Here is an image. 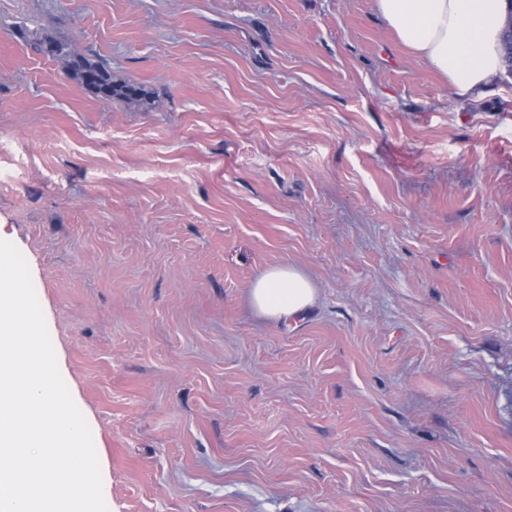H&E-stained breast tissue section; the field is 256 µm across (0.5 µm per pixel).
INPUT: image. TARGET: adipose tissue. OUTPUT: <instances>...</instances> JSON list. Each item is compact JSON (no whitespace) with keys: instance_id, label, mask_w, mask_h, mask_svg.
<instances>
[{"instance_id":"obj_1","label":"adipose tissue","mask_w":512,"mask_h":512,"mask_svg":"<svg viewBox=\"0 0 512 512\" xmlns=\"http://www.w3.org/2000/svg\"><path fill=\"white\" fill-rule=\"evenodd\" d=\"M375 9L404 48L447 79L455 98L482 96L503 68L506 0H375ZM315 300L312 281L291 265L267 269L248 293L252 311L273 319L297 316Z\"/></svg>"}]
</instances>
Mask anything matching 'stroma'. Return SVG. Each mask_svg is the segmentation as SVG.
I'll list each match as a JSON object with an SVG mask.
<instances>
[{"label":"stroma","instance_id":"1","mask_svg":"<svg viewBox=\"0 0 512 512\" xmlns=\"http://www.w3.org/2000/svg\"><path fill=\"white\" fill-rule=\"evenodd\" d=\"M0 239L109 512H512L511 73L455 99L374 0H0ZM38 51L49 54L53 58L63 60L67 68H75L81 83L104 101L115 98L135 99L145 95L143 87L135 84H119L112 80L109 71L100 63L81 61V65L71 62L69 47L54 40H39L35 43ZM90 90V91H91ZM315 300L316 288L312 281L291 265L267 269L252 283L248 293L252 311L273 319L295 317Z\"/></svg>","mask_w":512,"mask_h":512}]
</instances>
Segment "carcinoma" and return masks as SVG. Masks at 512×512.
Segmentation results:
<instances>
[{
  "mask_svg": "<svg viewBox=\"0 0 512 512\" xmlns=\"http://www.w3.org/2000/svg\"><path fill=\"white\" fill-rule=\"evenodd\" d=\"M36 48L42 53L64 61L67 67L76 69L81 83L87 89L93 90L94 94L104 101H111L115 98L132 100L145 95V90L141 86L114 82L109 71L100 63H91L84 60L77 64L71 61V52L64 43L54 40H40L36 42Z\"/></svg>",
  "mask_w": 512,
  "mask_h": 512,
  "instance_id": "carcinoma-1",
  "label": "carcinoma"
}]
</instances>
